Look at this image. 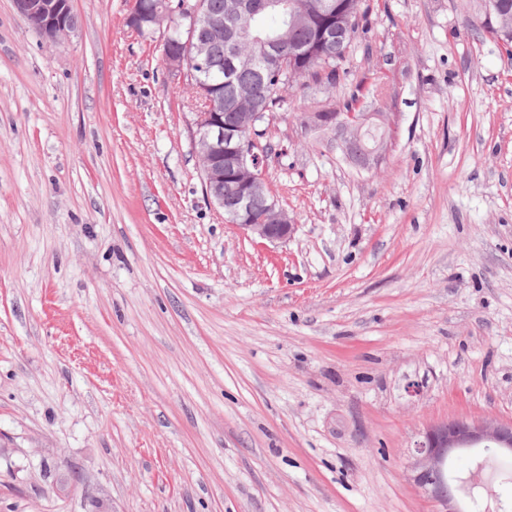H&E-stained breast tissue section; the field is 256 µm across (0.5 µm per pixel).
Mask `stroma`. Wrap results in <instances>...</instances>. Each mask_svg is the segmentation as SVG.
<instances>
[{
  "mask_svg": "<svg viewBox=\"0 0 512 512\" xmlns=\"http://www.w3.org/2000/svg\"><path fill=\"white\" fill-rule=\"evenodd\" d=\"M335 85L284 92L265 247L206 197L160 35L0 0V512H438L427 426L512 421V65L473 0H371ZM380 78L371 169L305 131ZM17 11L38 24L45 41L59 42L77 27L76 16L72 12L69 0H14ZM27 23L37 33L33 21Z\"/></svg>",
  "mask_w": 512,
  "mask_h": 512,
  "instance_id": "obj_1",
  "label": "stroma"
}]
</instances>
